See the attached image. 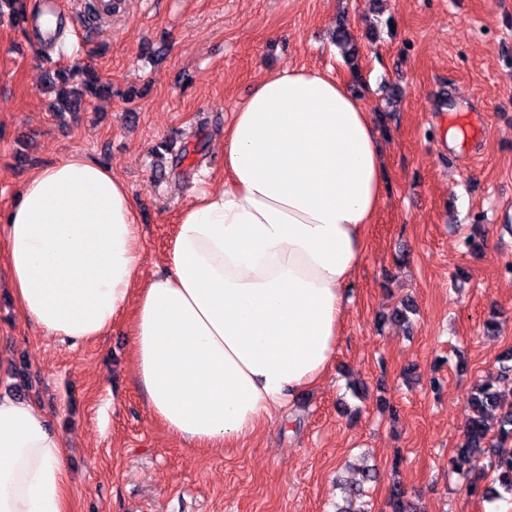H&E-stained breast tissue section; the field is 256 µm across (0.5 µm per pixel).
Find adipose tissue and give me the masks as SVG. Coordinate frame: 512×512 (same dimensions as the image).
Returning a JSON list of instances; mask_svg holds the SVG:
<instances>
[{
	"label": "adipose tissue",
	"mask_w": 512,
	"mask_h": 512,
	"mask_svg": "<svg viewBox=\"0 0 512 512\" xmlns=\"http://www.w3.org/2000/svg\"><path fill=\"white\" fill-rule=\"evenodd\" d=\"M384 173L369 112L332 71L267 73L224 130L223 187L180 212L143 288L128 186L81 155L38 167L0 212L13 298L72 346L128 315L152 420L221 454L328 369ZM68 457L46 413L0 393V512H75Z\"/></svg>",
	"instance_id": "ef3b65f1"
}]
</instances>
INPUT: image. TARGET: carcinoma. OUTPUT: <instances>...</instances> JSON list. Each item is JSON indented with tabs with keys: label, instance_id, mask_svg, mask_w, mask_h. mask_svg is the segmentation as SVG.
<instances>
[{
	"label": "carcinoma",
	"instance_id": "carcinoma-1",
	"mask_svg": "<svg viewBox=\"0 0 512 512\" xmlns=\"http://www.w3.org/2000/svg\"><path fill=\"white\" fill-rule=\"evenodd\" d=\"M336 44L344 48L351 68L355 48L350 43V34L345 25L339 23L334 34ZM47 87L57 89L59 112L75 113L82 110L89 95H100L110 90L87 65L78 63L47 71ZM468 405L471 417L463 441L455 448L449 459L451 469L469 480V489L488 497L504 491L512 494V352L501 358L499 378L473 386ZM343 504L336 512H363L354 508V500L362 490L354 485L344 486ZM387 506L390 512H417V506L407 490L396 483L390 490Z\"/></svg>",
	"mask_w": 512,
	"mask_h": 512
}]
</instances>
